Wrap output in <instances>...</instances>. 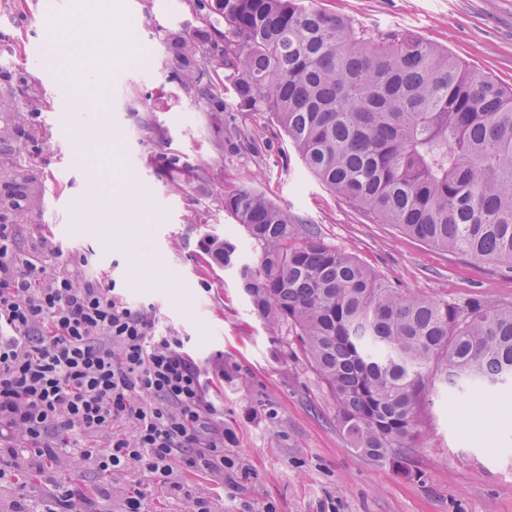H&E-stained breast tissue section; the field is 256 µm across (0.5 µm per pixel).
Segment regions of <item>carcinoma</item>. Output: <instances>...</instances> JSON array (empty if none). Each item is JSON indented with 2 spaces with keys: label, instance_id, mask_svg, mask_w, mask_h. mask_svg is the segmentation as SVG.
Wrapping results in <instances>:
<instances>
[{
  "label": "carcinoma",
  "instance_id": "obj_1",
  "mask_svg": "<svg viewBox=\"0 0 512 512\" xmlns=\"http://www.w3.org/2000/svg\"><path fill=\"white\" fill-rule=\"evenodd\" d=\"M224 28L171 48L184 88L224 100L225 72L243 119L269 115L308 172L379 224L433 248L512 271V86L408 31L373 37L312 0H196ZM25 110L0 99V139ZM0 161L18 175L34 155ZM224 211L260 247L256 263L229 239L208 254L238 273L254 313L287 331L336 400L354 449L409 478L422 408L512 382V305L407 295L265 194L240 186Z\"/></svg>",
  "mask_w": 512,
  "mask_h": 512
}]
</instances>
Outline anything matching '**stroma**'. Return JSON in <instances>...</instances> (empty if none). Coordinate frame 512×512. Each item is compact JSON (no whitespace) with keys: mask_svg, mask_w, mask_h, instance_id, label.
Segmentation results:
<instances>
[{"mask_svg":"<svg viewBox=\"0 0 512 512\" xmlns=\"http://www.w3.org/2000/svg\"><path fill=\"white\" fill-rule=\"evenodd\" d=\"M373 36L403 29L444 47L467 66L512 84V0H317ZM46 0H0V97L19 88L40 96L30 118L39 159L21 190L39 202L15 226L19 253L40 240L56 246L57 274L87 258V271L115 283L124 301L151 307L156 333L179 336L199 365L206 395L224 410L235 468L227 483L174 465L186 493L152 488L147 512H191L204 497L213 512H512V391L452 402L445 389L423 409L421 479H408L353 449L336 420V402L284 331L253 312L234 271L212 263L206 242L236 238L249 261L259 250L224 211V194L252 187L303 218L333 246L352 251L380 278L440 300L512 304V273L432 248L395 225L376 223L324 188L269 118L243 122L212 111L177 80L171 35L209 29L193 0H70L63 35L49 38ZM52 43L36 58L33 48ZM240 130L260 153L220 150L218 132ZM176 165H168V158ZM210 177L201 181L198 169ZM141 188L149 222L138 245L160 260L166 280L134 287L127 241L103 243L95 225L73 221L72 204L92 190ZM130 473L106 478L86 463L27 479L32 499L61 484L82 491L73 512H122L116 489Z\"/></svg>","mask_w":512,"mask_h":512,"instance_id":"1","label":"stroma"}]
</instances>
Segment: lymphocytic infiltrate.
Listing matches in <instances>:
<instances>
[{
	"mask_svg": "<svg viewBox=\"0 0 512 512\" xmlns=\"http://www.w3.org/2000/svg\"><path fill=\"white\" fill-rule=\"evenodd\" d=\"M39 254L15 246L0 218V479L14 494L9 512H71L65 487L30 508L24 475L72 458L105 476L137 470L172 493L173 462L223 478L220 410L206 399L198 366L175 336L154 332L152 312L131 308L82 267L56 274ZM125 422L129 435H114ZM87 436L107 438L98 448Z\"/></svg>",
	"mask_w": 512,
	"mask_h": 512,
	"instance_id": "f902f5d3",
	"label": "lymphocytic infiltrate"
}]
</instances>
